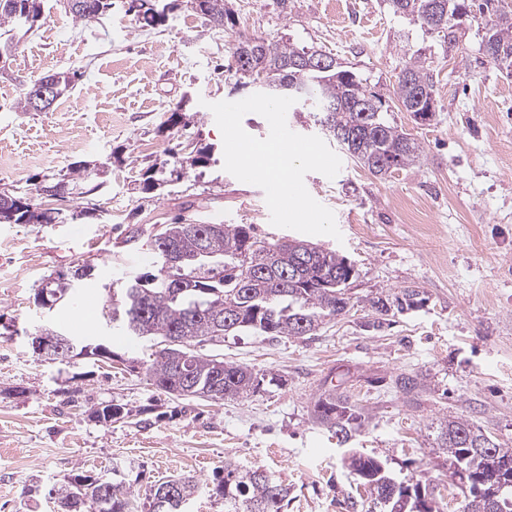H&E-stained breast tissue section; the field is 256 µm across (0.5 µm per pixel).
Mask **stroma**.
<instances>
[{
    "mask_svg": "<svg viewBox=\"0 0 512 512\" xmlns=\"http://www.w3.org/2000/svg\"><path fill=\"white\" fill-rule=\"evenodd\" d=\"M231 25L217 28L186 6L165 25L144 27L123 0L90 24L63 0H44L42 20L15 39L8 74H0V193L23 191L79 164L92 170L88 193L41 199L57 210L52 224H0V512H57L51 486L76 475L123 484L147 512L154 486L195 477L206 487L189 512H224L210 494L225 462L265 469L287 486L286 512H347L363 488L344 462L346 448L315 424L321 392L347 387L366 417L349 447L387 463L400 477L450 482L436 440L443 417L478 423L512 448V71L488 61L483 30L462 25L454 41L394 14L386 0H228ZM285 37L322 49L386 93L408 60L432 70L437 110L415 122L392 117L423 148L415 166L386 178L343 160L335 178L311 172L310 195L332 210L341 239L312 243L345 256L357 275L352 308L318 336L244 333L200 344L202 354L281 377L254 396L194 403L150 385L143 364L150 340L126 336L101 308L110 284L154 273L148 240L154 225L183 215L191 224H250L277 243L297 231L277 228L260 187L223 168L222 135L209 109L239 101L232 48L237 40ZM81 77L65 105L22 112V81L58 71ZM188 121L166 131L172 112ZM212 146L213 160L184 176L163 171L144 190L143 174ZM140 228L136 247L125 244ZM91 264L71 296L53 309L37 304L42 277ZM415 286L423 305L392 317L379 331L364 326L367 298ZM41 328L75 340L95 337L112 358L36 355ZM422 370L420 405L406 406L392 376ZM121 406L112 423L95 409Z\"/></svg>",
    "mask_w": 512,
    "mask_h": 512,
    "instance_id": "stroma-1",
    "label": "stroma"
}]
</instances>
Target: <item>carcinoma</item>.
<instances>
[{
	"mask_svg": "<svg viewBox=\"0 0 512 512\" xmlns=\"http://www.w3.org/2000/svg\"><path fill=\"white\" fill-rule=\"evenodd\" d=\"M9 10L0 9V56H12L10 32L20 24L34 26L42 18L44 0H12ZM82 11L70 12L73 20L92 22L112 9V0H85ZM192 10L216 27L229 19L226 0H187ZM126 12L137 21L156 27L167 13L150 0H126ZM393 13L412 16L427 29L434 27L443 37H453V28L467 22L485 30L484 55L494 64L512 58V4L508 0H388ZM264 53L250 54L249 39L239 40L232 59L241 78L252 83L263 80L274 86L284 83L300 89L299 109H305L320 129L339 143L349 157L372 175L384 177L414 165L422 147L388 117L391 104L398 102L415 120L425 121L424 109L435 97L431 70L416 61L401 69L393 92L385 95L367 89L355 73L336 64L326 73L297 65L303 57L328 55L323 50L298 46L290 39L263 40ZM374 101L376 111L361 112L357 106ZM89 177L79 166L63 175L66 191ZM55 185L44 182L35 193H0V224H52L50 209H38L32 195ZM166 240L176 244L184 261L171 265L161 250L158 235H152L157 272L133 276L116 283L107 308L112 319L122 320L127 331L159 343L180 336L190 344L207 342L221 330L223 335L253 331L261 336H315L326 321L349 311L347 288L356 274L347 258L308 241L291 240L272 244L253 231L250 224H197L188 233L182 224L165 227ZM70 289L62 275L43 278L38 302L57 304ZM424 292L405 287L392 295L368 300L365 327L379 330L397 313L424 303ZM147 364L149 384L186 402L218 403L260 392L265 374L231 362L219 369L208 355L186 353L181 346L152 353ZM426 383L422 372H402L391 385L403 401L418 405ZM362 408L343 391L320 394L312 407V419L346 445L355 427L362 425ZM439 445L448 453L451 479L463 493L459 512H512V448H503L481 426L459 417L440 421ZM347 465L359 484L373 497L374 504L392 512L401 496L409 497L407 512H440L435 488L420 481L398 479L387 465L354 451ZM496 476L507 486L492 508L478 498L483 482ZM201 486L190 477L178 476L153 489L150 512H185L186 504ZM224 498V512H284L288 488L273 481L266 471H242L224 464V477L213 488ZM66 502L65 512H132L136 503L128 488L76 475L55 490Z\"/></svg>",
	"mask_w": 512,
	"mask_h": 512,
	"instance_id": "1",
	"label": "carcinoma"
}]
</instances>
